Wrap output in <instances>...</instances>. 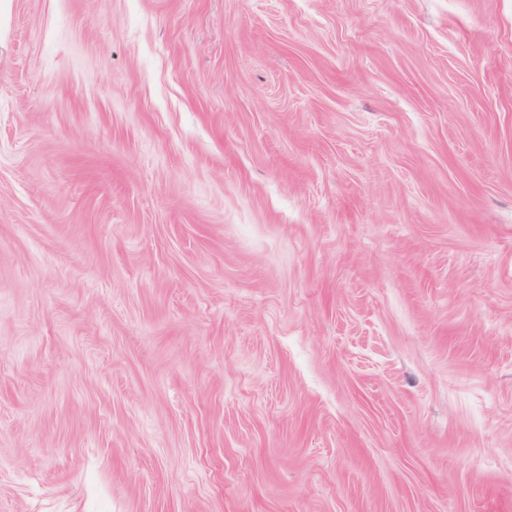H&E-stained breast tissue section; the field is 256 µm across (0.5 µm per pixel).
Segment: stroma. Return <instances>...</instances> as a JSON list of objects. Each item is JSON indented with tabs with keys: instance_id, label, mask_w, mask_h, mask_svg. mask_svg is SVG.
<instances>
[{
	"instance_id": "stroma-1",
	"label": "stroma",
	"mask_w": 512,
	"mask_h": 512,
	"mask_svg": "<svg viewBox=\"0 0 512 512\" xmlns=\"http://www.w3.org/2000/svg\"><path fill=\"white\" fill-rule=\"evenodd\" d=\"M0 512H512V0H11Z\"/></svg>"
}]
</instances>
